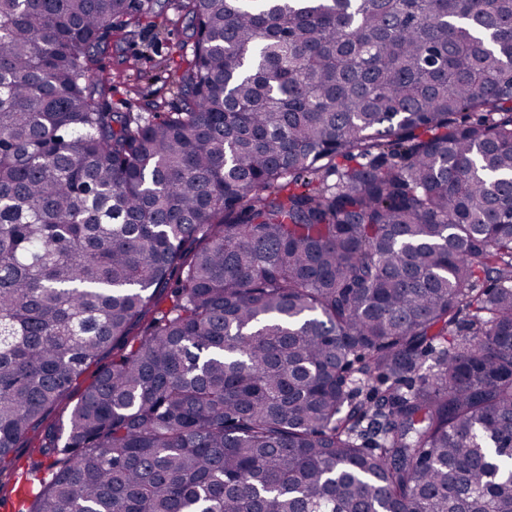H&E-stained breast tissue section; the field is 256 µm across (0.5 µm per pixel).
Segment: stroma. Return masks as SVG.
<instances>
[{
	"instance_id": "1",
	"label": "stroma",
	"mask_w": 512,
	"mask_h": 512,
	"mask_svg": "<svg viewBox=\"0 0 512 512\" xmlns=\"http://www.w3.org/2000/svg\"><path fill=\"white\" fill-rule=\"evenodd\" d=\"M194 30L177 9V0H158L152 20L136 35L113 34L100 63L112 81L105 100L116 112H150L153 105L170 112L180 105L176 80L192 55ZM47 461L27 444L16 449L11 464L0 471L7 494L0 512H15L12 488L20 477H46Z\"/></svg>"
}]
</instances>
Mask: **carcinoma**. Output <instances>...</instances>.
<instances>
[{
	"label": "carcinoma",
	"instance_id": "1",
	"mask_svg": "<svg viewBox=\"0 0 512 512\" xmlns=\"http://www.w3.org/2000/svg\"><path fill=\"white\" fill-rule=\"evenodd\" d=\"M0 0V467L17 512H512V0ZM145 324L144 334L131 335ZM178 0H159L155 14L135 36L113 33L100 63L112 91L114 112H170L181 105L176 80L192 56L194 30L177 9ZM155 22V23H152ZM161 108L153 109L152 104ZM34 446L33 444H25L21 448H16L12 464L2 471L0 476L4 485L2 494L6 496H2L0 499V512H15L14 495L13 493L10 494V491L20 477L44 479L50 477L46 471V459Z\"/></svg>",
	"mask_w": 512,
	"mask_h": 512
}]
</instances>
